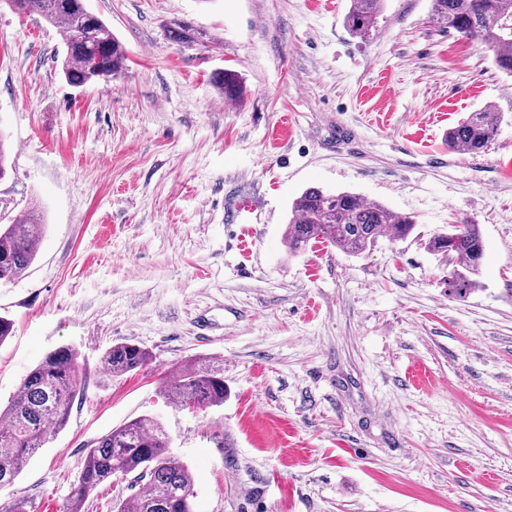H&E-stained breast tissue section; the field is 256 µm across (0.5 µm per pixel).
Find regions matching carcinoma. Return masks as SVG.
I'll return each instance as SVG.
<instances>
[{
    "instance_id": "1",
    "label": "carcinoma",
    "mask_w": 512,
    "mask_h": 512,
    "mask_svg": "<svg viewBox=\"0 0 512 512\" xmlns=\"http://www.w3.org/2000/svg\"><path fill=\"white\" fill-rule=\"evenodd\" d=\"M15 12L36 14L63 33L66 53L62 73L75 88L108 83L125 70L126 54L104 20L90 12L85 0H4ZM383 0H351L345 26L365 36L377 23ZM433 23L463 37L477 36L492 53L496 68L512 76V0H431ZM203 33L189 22L174 24L169 39L190 46ZM218 89L230 100L240 95L237 78L215 74ZM497 118L491 109L472 112L448 129V147L470 154L485 151L495 139ZM43 213L28 206L11 216L0 207V283L21 278L38 252L44 233ZM416 222L379 203L348 192H328L310 186L290 207L284 243L292 256L313 243H326L351 256L371 250L384 233L407 238ZM433 254L457 261L456 276L444 280L448 295L464 298L479 286L475 279L484 254L477 224H450L426 243ZM150 351L133 343L107 349L101 364L109 376H123L148 365ZM81 391L78 352L61 345L44 355L16 394L0 406V489L11 486L28 459L44 447L51 434L66 425ZM228 389L224 368L195 359L184 361L165 386L167 402L197 409L224 403ZM117 475L132 477L136 490L116 500L112 512H194L195 476L171 452V437L163 424L143 416L99 439L83 459L81 480L69 497L65 512H85L86 501L99 486Z\"/></svg>"
}]
</instances>
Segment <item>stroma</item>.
<instances>
[{
  "label": "stroma",
  "mask_w": 512,
  "mask_h": 512,
  "mask_svg": "<svg viewBox=\"0 0 512 512\" xmlns=\"http://www.w3.org/2000/svg\"><path fill=\"white\" fill-rule=\"evenodd\" d=\"M124 74L67 85L60 34L0 0V197L46 216L21 280L0 285V403L50 350L75 346L69 420L0 492L62 512L87 450L159 419L196 479L194 512H512V77L477 39L384 0L371 35L350 0H86ZM191 22L201 43L168 38ZM235 74L239 100L214 86ZM492 106L483 153L447 133ZM411 215L404 240L289 255L304 189ZM256 203L252 214L239 211ZM479 225L480 287L449 297L428 239ZM150 363L117 378L103 353ZM223 364L206 410L160 392L187 359ZM151 358L150 351L125 342L114 344L107 349L102 355L101 364L109 376L118 377L143 369Z\"/></svg>",
  "instance_id": "obj_1"
}]
</instances>
